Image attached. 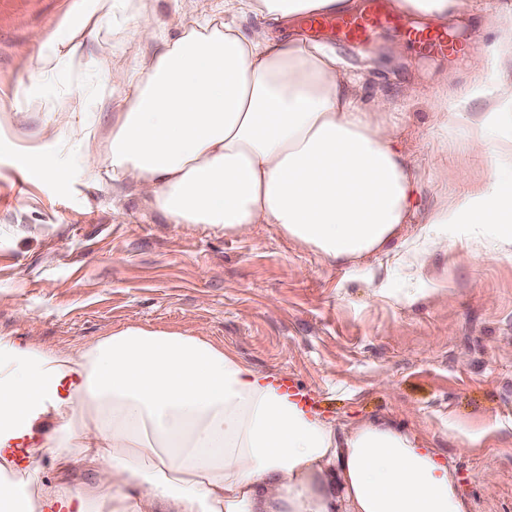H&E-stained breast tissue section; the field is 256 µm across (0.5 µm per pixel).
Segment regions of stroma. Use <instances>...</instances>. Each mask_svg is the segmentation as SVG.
<instances>
[{"mask_svg":"<svg viewBox=\"0 0 512 512\" xmlns=\"http://www.w3.org/2000/svg\"><path fill=\"white\" fill-rule=\"evenodd\" d=\"M224 0H149L155 23ZM84 0H0V335L19 347L86 343L126 326L203 335L256 368L282 375L309 405L344 429L386 417L439 449L469 512H512V253L477 249L466 229L417 263L428 213L484 174L448 139L440 113L399 99L392 119L417 180L416 215L388 247L331 263L271 224L231 236L172 224L134 191L113 197L103 171L78 150L42 137L49 113L72 110L105 129L110 113L86 78L82 98L66 70L37 75L42 48L57 45ZM512 0H472L449 16L456 56L419 53L397 34L372 50L335 39L362 76L363 100L397 96L407 82L456 91L468 60L491 44ZM90 64L129 67L146 55L132 28L109 49L88 38ZM24 105L25 120L7 114ZM493 474V486L484 477Z\"/></svg>","mask_w":512,"mask_h":512,"instance_id":"obj_1","label":"stroma"}]
</instances>
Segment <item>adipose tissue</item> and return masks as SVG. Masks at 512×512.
<instances>
[{
    "label": "adipose tissue",
    "mask_w": 512,
    "mask_h": 512,
    "mask_svg": "<svg viewBox=\"0 0 512 512\" xmlns=\"http://www.w3.org/2000/svg\"><path fill=\"white\" fill-rule=\"evenodd\" d=\"M148 0H91L40 72L85 73L89 37L109 42L112 22L132 24L148 58L99 68L97 91L125 98L109 131L59 115L43 129L78 145L87 167L110 166L127 189L173 224L227 234L273 224L341 262L380 250L415 214L416 179L388 116L392 97L363 105L359 75L334 46L270 35L360 0H224L223 14L155 27ZM260 26L246 30L237 15ZM475 79L452 97L405 87L451 118L471 157L486 165L470 191L428 218L422 254L448 249V233L472 224L512 252V14L471 60ZM0 498L33 512H468L437 451L386 419L350 431L307 410L235 350L202 336L131 326L80 345L19 348L0 336ZM52 431L38 435V415ZM80 464L96 474L74 489L44 485L35 464Z\"/></svg>",
    "instance_id": "1"
}]
</instances>
